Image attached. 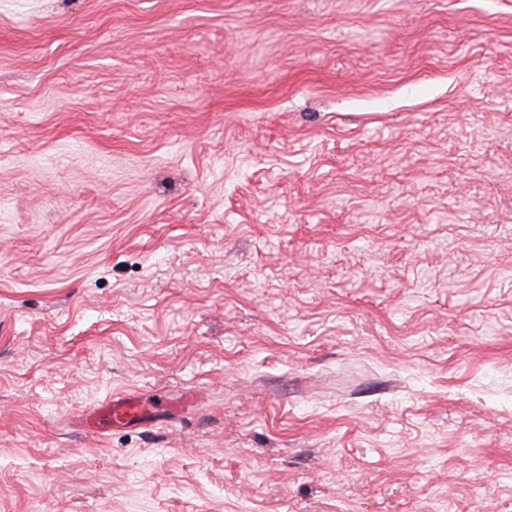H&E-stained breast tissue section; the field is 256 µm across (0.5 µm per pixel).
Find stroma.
<instances>
[{
    "label": "stroma",
    "instance_id": "35a3bbf8",
    "mask_svg": "<svg viewBox=\"0 0 512 512\" xmlns=\"http://www.w3.org/2000/svg\"><path fill=\"white\" fill-rule=\"evenodd\" d=\"M0 512H512V0H0ZM159 411V406L134 395L111 397L81 415L83 426L92 432H101L112 425L124 424L137 418H148Z\"/></svg>",
    "mask_w": 512,
    "mask_h": 512
}]
</instances>
